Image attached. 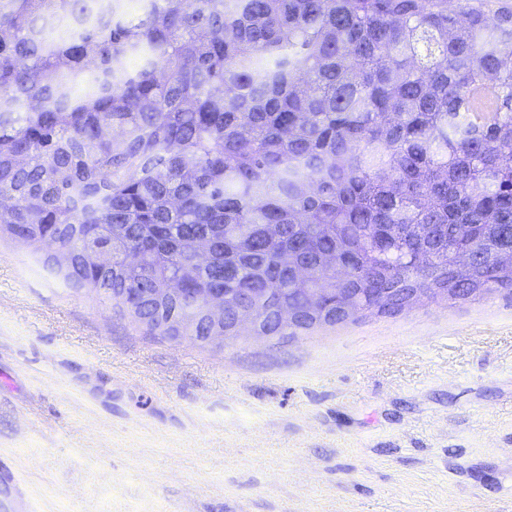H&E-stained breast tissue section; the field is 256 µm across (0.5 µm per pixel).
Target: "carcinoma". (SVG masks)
I'll use <instances>...</instances> for the list:
<instances>
[{"instance_id": "carcinoma-1", "label": "carcinoma", "mask_w": 512, "mask_h": 512, "mask_svg": "<svg viewBox=\"0 0 512 512\" xmlns=\"http://www.w3.org/2000/svg\"><path fill=\"white\" fill-rule=\"evenodd\" d=\"M125 2L0 0V235L53 239L117 303L177 282L334 311L346 288L356 317L371 288L512 291L508 0ZM177 308L138 320L178 336Z\"/></svg>"}]
</instances>
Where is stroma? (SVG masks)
<instances>
[{
    "label": "stroma",
    "instance_id": "stroma-1",
    "mask_svg": "<svg viewBox=\"0 0 512 512\" xmlns=\"http://www.w3.org/2000/svg\"><path fill=\"white\" fill-rule=\"evenodd\" d=\"M0 238V512H512V292L147 335Z\"/></svg>",
    "mask_w": 512,
    "mask_h": 512
}]
</instances>
